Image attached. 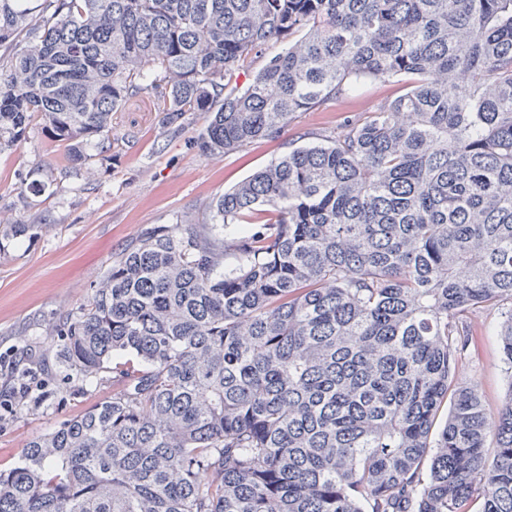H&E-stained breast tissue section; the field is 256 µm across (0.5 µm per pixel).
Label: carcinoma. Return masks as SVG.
I'll return each mask as SVG.
<instances>
[{"instance_id": "carcinoma-1", "label": "carcinoma", "mask_w": 512, "mask_h": 512, "mask_svg": "<svg viewBox=\"0 0 512 512\" xmlns=\"http://www.w3.org/2000/svg\"><path fill=\"white\" fill-rule=\"evenodd\" d=\"M3 46L0 149L37 116L76 163L141 92L220 157L408 91L126 245L51 330L112 395L0 464V512H512V0H0ZM488 310L493 415L455 376Z\"/></svg>"}]
</instances>
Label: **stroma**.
I'll use <instances>...</instances> for the list:
<instances>
[{"mask_svg": "<svg viewBox=\"0 0 512 512\" xmlns=\"http://www.w3.org/2000/svg\"><path fill=\"white\" fill-rule=\"evenodd\" d=\"M401 92L398 83L366 84L354 97L297 113L278 138L217 159L196 144L207 113H187L184 130L165 128L150 93L129 96L113 113L106 162L91 145L84 163H69L65 145L33 118L22 149L0 152V217L32 227L27 237L0 243V355L23 367L39 366L52 345V322L87 302L93 281L142 231L155 224L201 223L224 190L301 146L303 133L336 129ZM497 322L493 310L472 318L479 343L456 368L459 381L478 382L492 412L506 388ZM41 389L46 399L39 407L0 414L1 463L16 462L30 437L112 393L108 384L76 390L69 376L55 372L42 375Z\"/></svg>", "mask_w": 512, "mask_h": 512, "instance_id": "1", "label": "stroma"}]
</instances>
